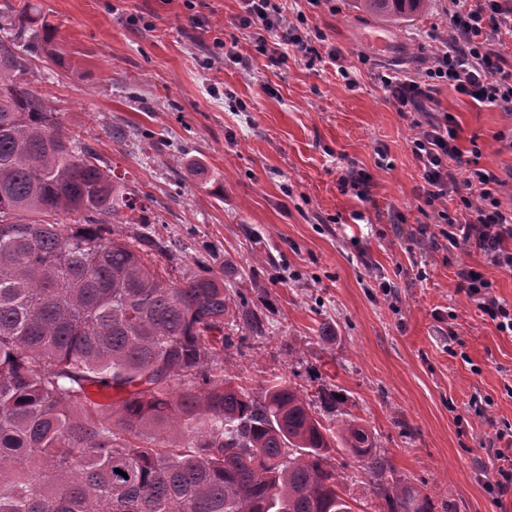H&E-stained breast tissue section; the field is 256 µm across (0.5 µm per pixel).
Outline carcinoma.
I'll use <instances>...</instances> for the list:
<instances>
[{
	"instance_id": "cac0c4a2",
	"label": "carcinoma",
	"mask_w": 512,
	"mask_h": 512,
	"mask_svg": "<svg viewBox=\"0 0 512 512\" xmlns=\"http://www.w3.org/2000/svg\"><path fill=\"white\" fill-rule=\"evenodd\" d=\"M356 2L401 24L430 0ZM56 31L23 7L0 37V512H342L338 448L387 512H433L384 482L370 429L326 426L285 380L235 383L229 331H266L245 289L204 265L165 278L154 256L184 242L108 235L148 207L30 86Z\"/></svg>"
}]
</instances>
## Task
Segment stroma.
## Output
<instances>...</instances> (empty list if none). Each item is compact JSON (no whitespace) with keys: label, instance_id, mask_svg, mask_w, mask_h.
Here are the masks:
<instances>
[{"label":"stroma","instance_id":"1","mask_svg":"<svg viewBox=\"0 0 512 512\" xmlns=\"http://www.w3.org/2000/svg\"><path fill=\"white\" fill-rule=\"evenodd\" d=\"M30 2L35 24L58 29L31 61L33 90L65 131L151 195L150 231L188 245L158 266L175 281L199 260L229 273L267 320L266 336L224 351L240 385L257 394L284 378L313 401L336 393L319 415L372 429L392 466L387 481L426 487L435 512H512V492L495 489L493 446L512 426V335L458 290L456 276L474 267L512 305V271L413 239L427 221L414 129L378 79L387 69L422 73L448 28V0L382 26L353 0H282L287 18L304 14L312 34L347 58L354 88L328 61L292 55L271 66L236 25L239 0ZM375 26L391 41L388 57L363 38ZM217 36L249 66L213 61ZM424 109L455 116L462 151L479 146L481 167L500 177L499 198L512 206V152L495 139L512 133V115L444 86ZM147 138L155 147L144 152ZM349 170L370 175L369 201L340 192ZM333 463L356 512H383L345 449Z\"/></svg>","mask_w":512,"mask_h":512}]
</instances>
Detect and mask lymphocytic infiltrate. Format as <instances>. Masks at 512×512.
<instances>
[{
  "label": "lymphocytic infiltrate",
  "instance_id": "1",
  "mask_svg": "<svg viewBox=\"0 0 512 512\" xmlns=\"http://www.w3.org/2000/svg\"><path fill=\"white\" fill-rule=\"evenodd\" d=\"M240 28L253 32L258 52L266 54L271 65L281 66L289 53L307 62L328 57L338 75L349 87L357 80L340 52H320L308 33L307 19L288 20L279 0H240ZM448 25L451 34L439 40L432 62L421 76L407 78L398 73L381 75L380 82L389 101L400 114L418 110L439 86H447L480 107H497L512 112V63L507 49L512 46V0H450ZM411 151L422 167L426 184L423 203L437 207V217L447 224L445 237L451 247H466L480 252L489 264L512 271V208L501 205L498 193L503 185L495 173L480 167L477 158L465 157L458 145V124L452 114L417 124ZM465 168L457 178L453 165ZM459 202L457 215L442 210L447 199ZM458 286L477 303L496 328L512 335V305L491 293V285L473 267L457 271Z\"/></svg>",
  "mask_w": 512,
  "mask_h": 512
}]
</instances>
